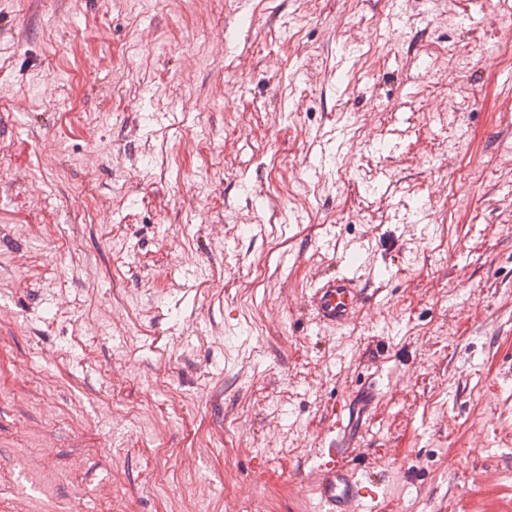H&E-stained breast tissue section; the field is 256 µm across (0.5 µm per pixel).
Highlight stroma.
<instances>
[{"label": "stroma", "instance_id": "35a3bbf8", "mask_svg": "<svg viewBox=\"0 0 512 512\" xmlns=\"http://www.w3.org/2000/svg\"><path fill=\"white\" fill-rule=\"evenodd\" d=\"M512 0H0V512H512ZM359 258L347 326L304 306ZM357 446L356 437L342 421L336 427V437L324 451L330 461L320 465L314 475V490L321 512H365L367 498L375 497L376 492L343 462Z\"/></svg>", "mask_w": 512, "mask_h": 512}]
</instances>
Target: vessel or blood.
Instances as JSON below:
<instances>
[{
  "label": "vessel or blood",
  "instance_id": "1",
  "mask_svg": "<svg viewBox=\"0 0 512 512\" xmlns=\"http://www.w3.org/2000/svg\"><path fill=\"white\" fill-rule=\"evenodd\" d=\"M367 301L361 279L353 271L320 280L306 296V304L316 323L333 328L349 324ZM357 446L349 429L338 425L335 437L325 450L329 461L320 465L314 475L320 512H366L372 491L345 463Z\"/></svg>",
  "mask_w": 512,
  "mask_h": 512
}]
</instances>
